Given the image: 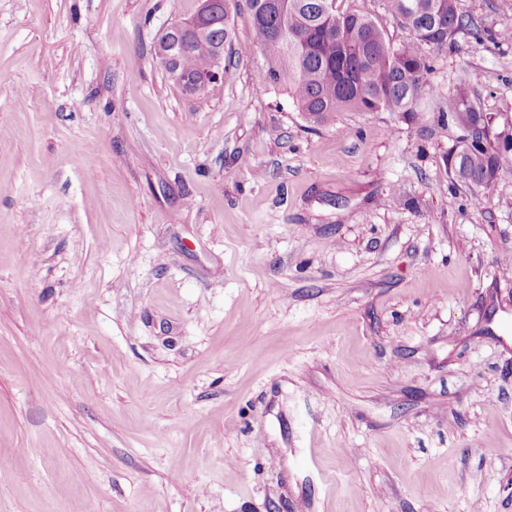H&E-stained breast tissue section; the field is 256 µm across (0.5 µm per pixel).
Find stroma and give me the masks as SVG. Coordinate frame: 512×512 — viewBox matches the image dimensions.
Segmentation results:
<instances>
[{
    "label": "stroma",
    "mask_w": 512,
    "mask_h": 512,
    "mask_svg": "<svg viewBox=\"0 0 512 512\" xmlns=\"http://www.w3.org/2000/svg\"><path fill=\"white\" fill-rule=\"evenodd\" d=\"M0 0V512H512V172L454 181L465 87L512 123V0L421 45L412 122L312 125L230 11ZM215 0H201L199 12L201 19L210 16L211 4ZM232 0H217L212 5L210 26L197 32H187L188 40L180 38L182 44L181 68L190 78L197 72L208 68L210 60L215 56L219 47L224 43L220 54L216 57L211 70L197 78V91L207 87L220 77L221 64H224V49L231 44V29L229 24L230 4Z\"/></svg>",
    "instance_id": "1"
}]
</instances>
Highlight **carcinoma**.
<instances>
[{"mask_svg":"<svg viewBox=\"0 0 512 512\" xmlns=\"http://www.w3.org/2000/svg\"><path fill=\"white\" fill-rule=\"evenodd\" d=\"M231 2L215 0L209 28L180 38L186 77L208 68L219 47L231 43ZM246 2L254 41L268 55L259 82L286 86L304 119L316 124L340 112L383 110L419 120L418 102L432 68L419 44L441 50L461 31L482 39L456 0H387L391 16L408 33L399 44L365 14L327 10V0ZM448 114L460 130L446 159L455 180L487 189L502 172L512 171V129H495L464 88L448 96Z\"/></svg>","mask_w":512,"mask_h":512,"instance_id":"obj_1","label":"carcinoma"}]
</instances>
